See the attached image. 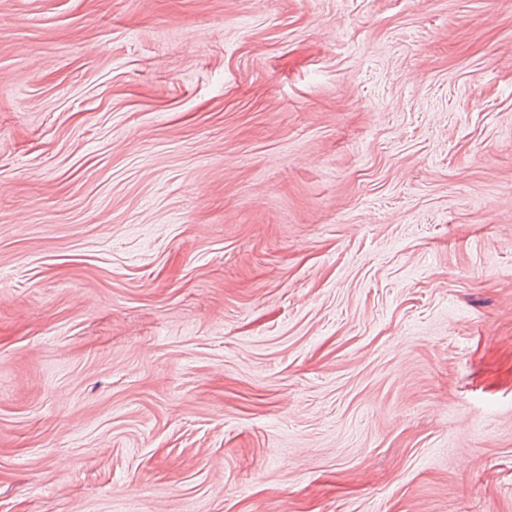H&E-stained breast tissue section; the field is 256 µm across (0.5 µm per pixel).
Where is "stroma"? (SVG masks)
Returning <instances> with one entry per match:
<instances>
[{"label":"stroma","instance_id":"35a3bbf8","mask_svg":"<svg viewBox=\"0 0 512 512\" xmlns=\"http://www.w3.org/2000/svg\"><path fill=\"white\" fill-rule=\"evenodd\" d=\"M0 512H512V0H0Z\"/></svg>","mask_w":512,"mask_h":512}]
</instances>
